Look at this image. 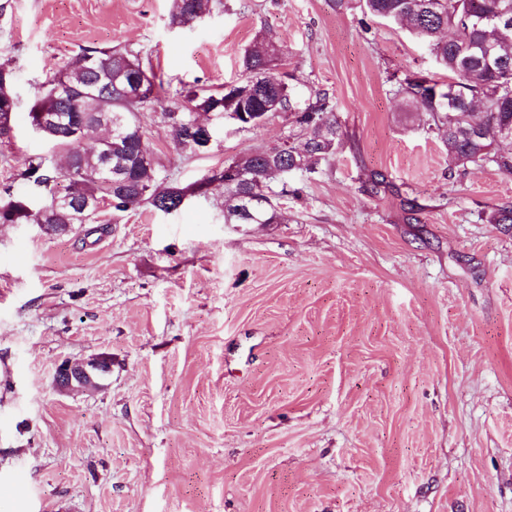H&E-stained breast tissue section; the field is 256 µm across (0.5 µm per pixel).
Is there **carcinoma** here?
<instances>
[{
    "label": "carcinoma",
    "mask_w": 512,
    "mask_h": 512,
    "mask_svg": "<svg viewBox=\"0 0 512 512\" xmlns=\"http://www.w3.org/2000/svg\"><path fill=\"white\" fill-rule=\"evenodd\" d=\"M358 3L363 14L393 20L426 46L449 74L440 84L423 76H408L401 86L408 112H423L432 125L444 129L448 161L459 171L495 168L512 175V29L498 21L512 13V0H333L338 12ZM208 8V0H173L171 23L192 27ZM279 45L261 36L241 58L243 78L220 91L182 87L176 94L187 106L164 113L173 138L194 150L196 109L224 113L242 130L264 126L270 112H286L304 136L305 150L290 143L233 158L224 163V223L280 224L285 220L271 180L294 173L313 174L332 161L343 147L345 134L336 119L335 104L325 93L300 106L288 80L291 74L274 72ZM146 80L154 90L149 100H132L126 89L134 80ZM13 71L0 64V114L16 112ZM167 94L150 63L127 51L83 49L44 83L32 106L63 117L64 131L45 137L67 152L72 174L31 160L22 177L47 193L36 206L17 197L0 201V224H42L58 232L70 224H92L95 204L105 200L115 213L147 205L169 213L179 209L181 197L192 187L160 182L143 158L152 154L137 114L146 112ZM112 117V148L93 154L81 146L102 120ZM111 162L131 179L133 188L115 190L94 176L96 168Z\"/></svg>",
    "instance_id": "carcinoma-1"
}]
</instances>
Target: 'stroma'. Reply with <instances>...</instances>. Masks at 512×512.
<instances>
[{"label": "stroma", "mask_w": 512, "mask_h": 512, "mask_svg": "<svg viewBox=\"0 0 512 512\" xmlns=\"http://www.w3.org/2000/svg\"><path fill=\"white\" fill-rule=\"evenodd\" d=\"M171 8L10 0L0 199L35 196L29 160H62L28 112L83 48L138 53L170 85L140 116L161 181L300 145L281 114L221 123L195 154L162 118L175 89L236 81L261 33L297 101L332 96L346 143L273 181L282 224L225 223L218 188L171 214L102 206V235L0 224V512H512V227L486 221L512 175L449 182L438 132L397 92L447 72L397 23L330 0H211L186 29ZM100 353L99 387H53L60 361ZM13 71L5 64H0V117L1 131L11 127L12 115L16 116L17 102L13 93Z\"/></svg>", "instance_id": "obj_1"}]
</instances>
